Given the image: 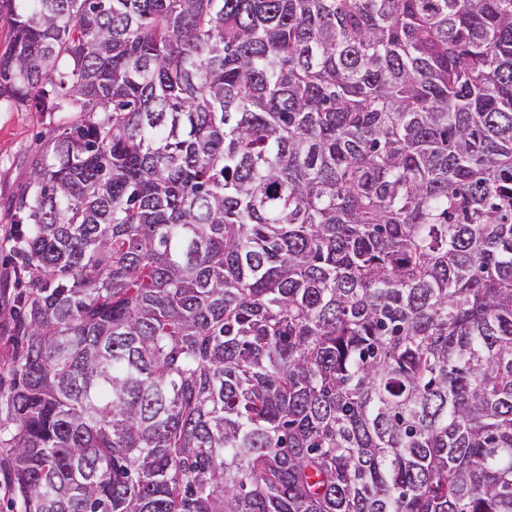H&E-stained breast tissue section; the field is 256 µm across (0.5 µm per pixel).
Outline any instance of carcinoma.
I'll return each instance as SVG.
<instances>
[{
  "label": "carcinoma",
  "mask_w": 512,
  "mask_h": 512,
  "mask_svg": "<svg viewBox=\"0 0 512 512\" xmlns=\"http://www.w3.org/2000/svg\"><path fill=\"white\" fill-rule=\"evenodd\" d=\"M0 15L22 512H512V0ZM34 112L25 107L5 104L0 108V366L14 351L13 339L16 316L14 296L20 292L15 284L13 267L16 227L12 224L15 202L22 191L32 183V160L46 150L57 126L70 121L76 112ZM13 233V234H11ZM9 295V296H8Z\"/></svg>",
  "instance_id": "obj_1"
}]
</instances>
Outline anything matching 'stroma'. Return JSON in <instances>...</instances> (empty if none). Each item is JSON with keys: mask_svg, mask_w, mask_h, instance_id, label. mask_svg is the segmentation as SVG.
<instances>
[{"mask_svg": "<svg viewBox=\"0 0 512 512\" xmlns=\"http://www.w3.org/2000/svg\"><path fill=\"white\" fill-rule=\"evenodd\" d=\"M72 118L69 112L0 107V366L14 351L15 297L20 291L13 274L18 240L12 222L15 202L32 182L33 159L46 150L56 127Z\"/></svg>", "mask_w": 512, "mask_h": 512, "instance_id": "obj_1", "label": "stroma"}]
</instances>
